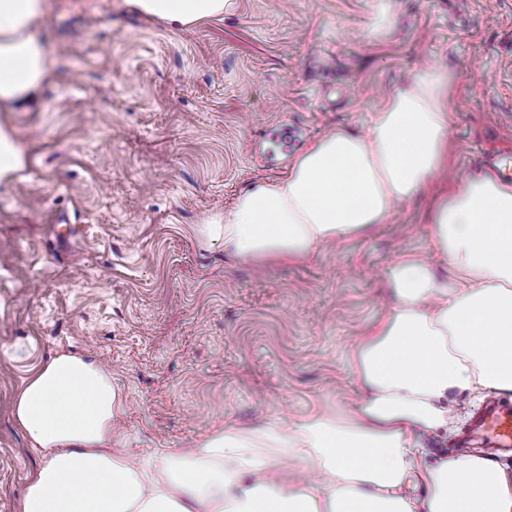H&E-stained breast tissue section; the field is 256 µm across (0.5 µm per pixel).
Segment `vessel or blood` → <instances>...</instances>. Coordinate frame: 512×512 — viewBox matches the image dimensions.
I'll return each instance as SVG.
<instances>
[{
	"label": "vessel or blood",
	"mask_w": 512,
	"mask_h": 512,
	"mask_svg": "<svg viewBox=\"0 0 512 512\" xmlns=\"http://www.w3.org/2000/svg\"><path fill=\"white\" fill-rule=\"evenodd\" d=\"M454 444L459 448H483L491 457L511 452L512 404L496 397L489 399Z\"/></svg>",
	"instance_id": "1"
}]
</instances>
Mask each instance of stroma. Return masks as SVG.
I'll use <instances>...</instances> for the list:
<instances>
[{"instance_id":"obj_1","label":"stroma","mask_w":512,"mask_h":512,"mask_svg":"<svg viewBox=\"0 0 512 512\" xmlns=\"http://www.w3.org/2000/svg\"><path fill=\"white\" fill-rule=\"evenodd\" d=\"M53 64L36 103L0 112L23 167L0 184V512L41 463L13 418L52 357L103 364L121 395L112 445L145 461L226 424H277L359 398L358 342L391 309L396 257L436 260L429 213L512 150V0H236L172 31L123 0H49ZM436 63L454 80L447 179L368 234L300 261L239 260L195 229L259 182L287 176L310 140L364 132L383 96ZM306 125L279 166L266 131ZM69 224L61 241L54 225ZM393 18L387 0H378L370 23L363 33V39H382L392 29Z\"/></svg>"}]
</instances>
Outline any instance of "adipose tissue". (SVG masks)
Returning <instances> with one entry per match:
<instances>
[{"label":"adipose tissue","mask_w":512,"mask_h":512,"mask_svg":"<svg viewBox=\"0 0 512 512\" xmlns=\"http://www.w3.org/2000/svg\"><path fill=\"white\" fill-rule=\"evenodd\" d=\"M124 2L181 30L232 5ZM47 16L48 0H0V107L33 103L48 77ZM452 81L439 65L421 66L385 96L365 133L323 135L286 178L242 193L200 237L247 261L302 260L382 223L448 168ZM430 236L453 276L396 258L393 305L356 353L364 394L343 415L319 408L279 426L228 424L149 472L112 447L120 398L110 374L83 355L53 357L14 402L43 460L18 512H512L511 470L466 450L432 463L420 446L450 426L449 394H512V185L464 180L436 202ZM284 461L311 464L316 480L283 483ZM413 482L424 497L404 495Z\"/></svg>","instance_id":"adipose-tissue-1"}]
</instances>
